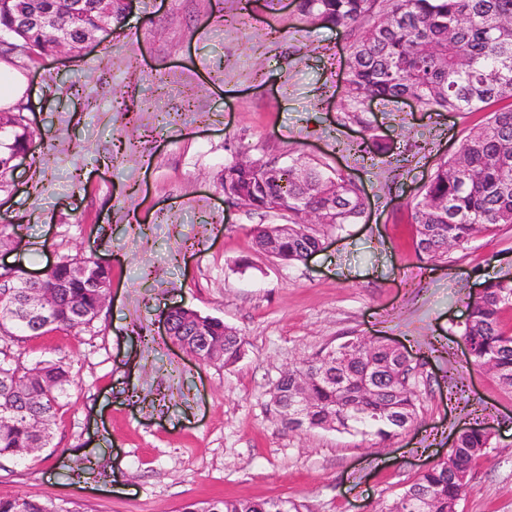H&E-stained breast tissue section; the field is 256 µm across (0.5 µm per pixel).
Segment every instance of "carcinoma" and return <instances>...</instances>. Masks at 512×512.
Instances as JSON below:
<instances>
[{
  "label": "carcinoma",
  "mask_w": 512,
  "mask_h": 512,
  "mask_svg": "<svg viewBox=\"0 0 512 512\" xmlns=\"http://www.w3.org/2000/svg\"><path fill=\"white\" fill-rule=\"evenodd\" d=\"M17 0L0 7V33L18 29ZM49 6L62 24L72 21V0H29V7ZM77 40L98 28L101 13L113 14L118 25L124 8L118 0H84ZM297 14L309 26H333L351 35L345 72V119L367 130V113L375 101L414 99L427 112H487V121L468 134L441 162L413 202L417 250L432 261L469 246L476 234L512 224V0H298ZM25 117L0 113V156L25 153L31 144ZM388 145L371 135L356 143V151L373 160ZM250 210H267L288 197L290 262H301L304 252L318 247L320 237L307 224V211L325 213L326 224L340 228L356 224L366 201L355 180L332 174L323 163L297 158L288 163V188L236 158L224 167ZM89 261H61L43 280L27 288L0 292V334L5 337L41 336L73 331L91 322L101 288L89 285L82 269ZM50 291L56 310L40 323L20 315L33 291ZM512 309V276L486 282L481 296L469 303L462 330L472 362L492 365L493 374L512 387V334L502 328V314ZM208 335L216 347L207 359L228 367L244 350L237 329L200 324L183 325L171 337L192 345L193 333ZM306 377L312 399L310 429L335 430L374 436L386 441L410 426L417 414L413 366L403 353L380 343L368 350L360 337L350 336L296 368ZM75 383L70 365L53 359L26 363L0 360V458L20 457L26 448L47 447L51 429L45 421L56 415ZM490 446V435L480 427L462 431L447 459L408 485L393 503L379 512H448L471 488L473 468ZM468 474L461 482L453 472ZM0 512H58L50 500L27 496L0 497ZM178 512H302L288 498L187 502Z\"/></svg>",
  "instance_id": "obj_1"
}]
</instances>
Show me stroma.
Listing matches in <instances>:
<instances>
[{
  "label": "stroma",
  "instance_id": "1",
  "mask_svg": "<svg viewBox=\"0 0 512 512\" xmlns=\"http://www.w3.org/2000/svg\"><path fill=\"white\" fill-rule=\"evenodd\" d=\"M128 21L80 55L0 51L23 72L18 108L34 133L0 177L8 256L38 275L67 259L111 272L98 320L73 332L0 340V359L71 364L76 383L50 447L0 459V496L52 500L60 512H177L217 497H287L303 512H378L455 432L491 444L457 512H512V388L466 366L459 324L488 277L512 273V225L432 261L415 246L418 188L483 112L372 105L393 156L359 157L364 130L343 122L347 34L296 19L295 0H131ZM315 158L354 177L361 223L319 226L323 247L288 263L253 230L287 215L231 205L232 155ZM223 320L245 338L231 368L174 346L171 307ZM342 336L398 345L415 365L414 424L384 442L275 420L281 371Z\"/></svg>",
  "mask_w": 512,
  "mask_h": 512
}]
</instances>
